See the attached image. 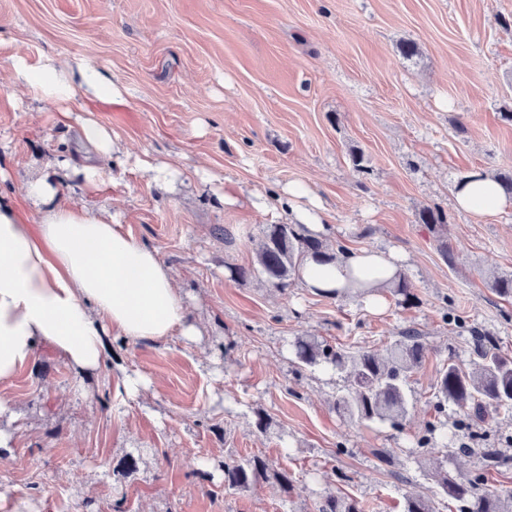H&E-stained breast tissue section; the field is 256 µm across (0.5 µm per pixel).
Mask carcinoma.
Returning a JSON list of instances; mask_svg holds the SVG:
<instances>
[{
    "instance_id": "cac0c4a2",
    "label": "carcinoma",
    "mask_w": 512,
    "mask_h": 512,
    "mask_svg": "<svg viewBox=\"0 0 512 512\" xmlns=\"http://www.w3.org/2000/svg\"><path fill=\"white\" fill-rule=\"evenodd\" d=\"M423 224L437 228L440 251L450 258L447 216L439 207H428L419 213ZM257 251L260 271L279 289L289 287L303 261L311 256L320 262L335 258L324 240L313 236L300 224H267ZM499 296L512 297V275L498 274L489 279ZM401 305H414L417 297L411 291L405 274L391 288ZM296 358L306 366H325L348 373L349 384L335 397L334 408L354 423L388 422L396 427L408 413L409 399L405 389L409 373L417 369L425 356L421 337L407 330L395 339L381 357L372 351L348 355L316 336H299L293 344ZM481 362L467 368L448 358L437 381L438 404L453 403L460 411L457 426L471 428L484 419L488 409L512 408V358L495 348L482 346L478 350ZM224 486L239 492L249 490L259 481H271L288 495L293 483L285 469H278L260 456L234 458L221 462ZM438 494L457 504L459 512H512V505L480 486V475L453 474L442 465L429 473ZM317 512H363L360 502L352 497L328 495L320 502ZM403 512H436L430 499L408 498Z\"/></svg>"
}]
</instances>
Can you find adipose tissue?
<instances>
[{"mask_svg": "<svg viewBox=\"0 0 512 512\" xmlns=\"http://www.w3.org/2000/svg\"><path fill=\"white\" fill-rule=\"evenodd\" d=\"M8 67L14 85L58 103L62 121L70 120L68 105L78 98L117 102L123 97L118 83L83 58L62 62L46 55L32 64L18 55L9 58ZM78 126L91 154L83 161L64 158L63 164L82 175L85 189L93 191L112 181L117 146L95 120L80 119ZM23 189L41 207L37 222L0 204V382L30 364L40 344L87 372L101 368L112 336L136 342L174 335L192 341L200 335L171 268L109 210L73 206L60 184L46 175L27 180ZM271 201L311 232H324L321 208L310 201L304 185H289ZM455 201L475 216L494 214L507 204L500 184L479 171L456 190ZM402 269L403 259L393 251L340 250L326 263L307 260L299 279L313 292L329 293L363 278L369 288L364 300L375 311L383 302L381 288Z\"/></svg>", "mask_w": 512, "mask_h": 512, "instance_id": "ef3b65f1", "label": "adipose tissue"}]
</instances>
